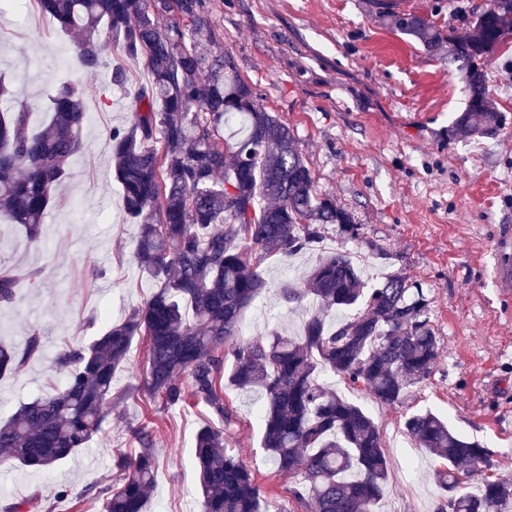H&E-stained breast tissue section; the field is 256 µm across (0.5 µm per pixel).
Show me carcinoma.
<instances>
[{"label": "carcinoma", "mask_w": 512, "mask_h": 512, "mask_svg": "<svg viewBox=\"0 0 512 512\" xmlns=\"http://www.w3.org/2000/svg\"><path fill=\"white\" fill-rule=\"evenodd\" d=\"M35 4L78 35L80 69L100 67L104 32L123 56L144 62L149 80L138 86L131 121L112 128L109 138L124 210L139 224L136 263L159 287L89 345L56 355L62 385L0 421V466L49 468L84 447L102 431L111 405L125 398L113 391V380L133 342L144 340L147 367L137 387L144 400L160 408L191 400L210 414L194 448L202 512L275 510L225 447L239 425L224 396L229 386L263 396V448L278 471L304 475L286 489L303 512H375L388 478L381 435L360 406L319 376L329 370L383 405L400 403L438 357L422 289L400 274L365 288L347 253L336 251L320 257L303 285L282 288L285 302L307 300L314 307L300 336L273 332L236 340L244 309L266 287L249 256L311 249L329 224L355 237L350 213L318 191L293 132L266 110L232 58L212 50L215 34L201 0ZM172 12L183 24L161 28L158 19ZM383 19L429 50L448 47V63L462 73L467 97L452 123L454 136L482 137L499 128L486 73L475 61L491 59L502 34L512 32V0H490L472 33L458 37L414 14L390 10ZM50 112L48 124L33 127L28 108L14 104L0 83V223L24 225L33 242L82 144L83 91L60 85ZM237 122L242 137L224 138V128ZM18 282L14 268L0 266L1 304L12 301ZM351 309L336 326L327 323L326 313ZM40 347L36 333L21 356L0 343V374L19 370ZM404 426L445 461L437 478L453 512H504L512 505V483L486 477L473 491L462 485L489 463L481 442L454 433L431 411L410 415ZM155 433L151 420L132 430L139 450L119 455L120 483L98 491L104 512H144L158 465ZM4 512L49 510L33 494Z\"/></svg>", "instance_id": "carcinoma-1"}]
</instances>
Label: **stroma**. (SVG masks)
<instances>
[{
    "label": "stroma",
    "mask_w": 512,
    "mask_h": 512,
    "mask_svg": "<svg viewBox=\"0 0 512 512\" xmlns=\"http://www.w3.org/2000/svg\"><path fill=\"white\" fill-rule=\"evenodd\" d=\"M487 4L403 0L402 9L462 35ZM203 7L220 50L294 132L318 190L358 226L354 237L329 226L314 250L263 261L267 287L244 310L241 336L300 333L306 306L285 302L280 287L303 284L319 255L361 251L370 286L406 275L430 300L439 339L431 374L392 407L333 373L320 376L381 434L388 490L376 512H435L441 499L434 476L440 459L404 428L419 411L483 443L493 453L490 476L512 481V280L500 274L503 255L512 256V41L486 67L499 131L460 140L448 135L467 103L457 72L446 56L386 28L371 0H203ZM117 57L108 50L95 73H83L74 64L73 36L34 0H0V77L15 101L42 121L57 84L71 81L84 88L88 114L82 148L55 192L40 242H30L21 226L0 225V263L23 275L14 301L0 306V340L18 353L31 333L42 343L18 373L0 377V420L51 394L61 349L89 344L156 289L134 261L138 226L123 209L109 141L112 127L129 122L147 71L141 60H125L130 81L114 86ZM30 271L39 272V287L25 280ZM145 358L144 343L134 342L114 380L128 397L86 447L50 469L0 468V508L37 490L55 512H103L97 490L118 480L114 460L137 451L131 431L150 415L158 426V468L145 512H200L192 447L207 411L190 402L154 413L131 395ZM226 400L239 419L227 447L269 499L287 507L281 494L292 477L278 472L261 446L259 402L232 387Z\"/></svg>",
    "instance_id": "obj_1"
}]
</instances>
